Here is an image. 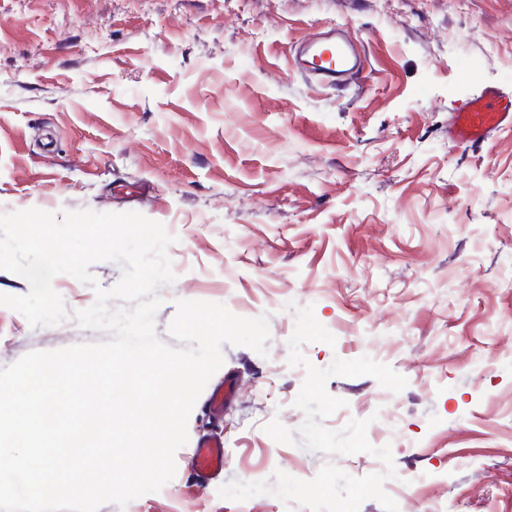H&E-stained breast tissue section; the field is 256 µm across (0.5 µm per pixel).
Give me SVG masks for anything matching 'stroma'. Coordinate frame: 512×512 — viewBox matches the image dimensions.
I'll use <instances>...</instances> for the list:
<instances>
[{
	"mask_svg": "<svg viewBox=\"0 0 512 512\" xmlns=\"http://www.w3.org/2000/svg\"><path fill=\"white\" fill-rule=\"evenodd\" d=\"M344 26L367 67L345 87L297 74L301 38ZM488 86L512 88V0H0V214L136 211L177 241L160 289L162 342L180 299L267 315V356L224 345L190 440H224V472L189 447L159 491L99 512H307L223 484L313 479L328 463L382 471L368 453L275 442L298 429L305 370L288 364L294 307L313 305L334 345L314 366L367 356L407 380L334 376L346 405L390 445L399 512H512V129L462 146L448 121ZM66 319L31 327L0 306V367L31 351L109 340L75 314L93 287L53 280Z\"/></svg>",
	"mask_w": 512,
	"mask_h": 512,
	"instance_id": "35a3bbf8",
	"label": "stroma"
}]
</instances>
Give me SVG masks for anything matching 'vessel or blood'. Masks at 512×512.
I'll list each match as a JSON object with an SVG mask.
<instances>
[{
    "mask_svg": "<svg viewBox=\"0 0 512 512\" xmlns=\"http://www.w3.org/2000/svg\"><path fill=\"white\" fill-rule=\"evenodd\" d=\"M293 66L301 74L342 87L358 78L366 61L355 40L344 30L333 27L303 38ZM506 128H512V90L488 88L471 100L464 111L453 114L448 134L456 143L475 144ZM192 456L201 476L218 475L224 469V442L216 438L199 439Z\"/></svg>",
    "mask_w": 512,
    "mask_h": 512,
    "instance_id": "b4317fda",
    "label": "vessel or blood"
}]
</instances>
